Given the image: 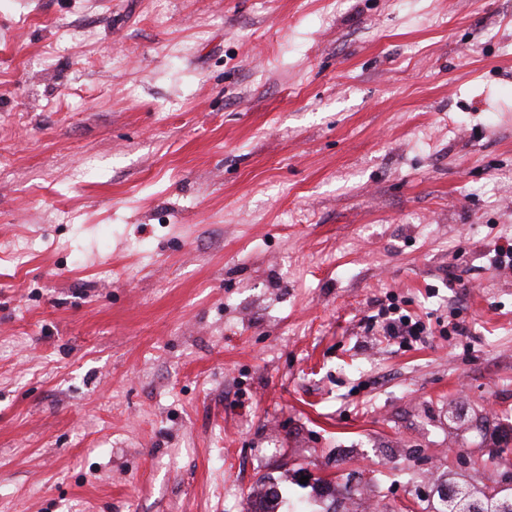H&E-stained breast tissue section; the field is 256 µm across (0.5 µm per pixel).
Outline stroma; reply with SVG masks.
<instances>
[{
    "instance_id": "1",
    "label": "stroma",
    "mask_w": 512,
    "mask_h": 512,
    "mask_svg": "<svg viewBox=\"0 0 512 512\" xmlns=\"http://www.w3.org/2000/svg\"><path fill=\"white\" fill-rule=\"evenodd\" d=\"M507 242L512 0H9L0 512L499 486ZM396 309L392 307L381 308L378 316L386 319L384 324V336H389L393 340H399L400 346L417 341L421 336H426V325L420 320L413 318L408 314H401L397 318L384 317L388 313H395Z\"/></svg>"
}]
</instances>
